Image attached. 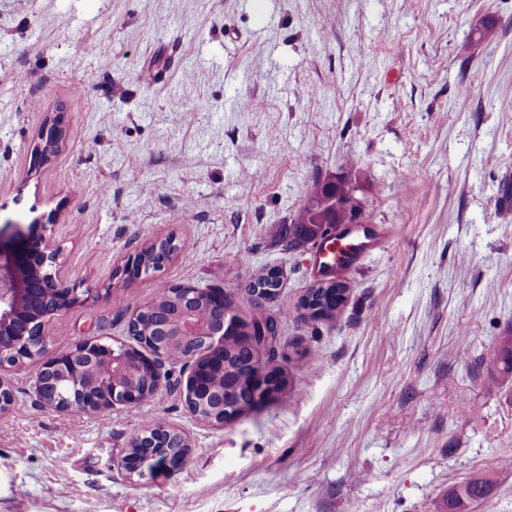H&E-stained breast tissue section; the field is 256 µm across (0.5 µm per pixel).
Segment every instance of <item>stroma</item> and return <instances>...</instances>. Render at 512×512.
Here are the masks:
<instances>
[{
	"instance_id": "stroma-1",
	"label": "stroma",
	"mask_w": 512,
	"mask_h": 512,
	"mask_svg": "<svg viewBox=\"0 0 512 512\" xmlns=\"http://www.w3.org/2000/svg\"><path fill=\"white\" fill-rule=\"evenodd\" d=\"M510 100L512 0H0V223L45 224L82 291L48 351L129 343L164 283L249 317L248 283L275 267L290 380L216 425L188 410L179 362L149 400L95 413L45 406L39 359L6 368L0 512H444L476 475L491 490L467 512H512V385L493 374L512 336ZM351 170L376 236L341 313L314 320L312 250L275 231ZM168 237L160 271L124 275ZM158 421L187 461L140 481L119 460Z\"/></svg>"
}]
</instances>
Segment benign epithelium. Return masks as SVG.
I'll use <instances>...</instances> for the list:
<instances>
[{"mask_svg":"<svg viewBox=\"0 0 512 512\" xmlns=\"http://www.w3.org/2000/svg\"><path fill=\"white\" fill-rule=\"evenodd\" d=\"M60 130L53 124L42 135L37 147L42 159L52 155L58 145ZM12 230L17 249L6 261L0 260V370L15 366L26 359L40 357L46 347V319H54L79 301L78 289L62 284L57 276L56 265L60 249L53 238L47 236L44 225L35 220L25 225L6 221ZM167 240L151 244L153 251L162 253L154 265L159 269L169 262L176 250ZM178 305L168 320H144L135 308L128 320L129 335L140 345L134 349L121 344L117 347L99 339H87L74 348L56 353L41 362L36 374V391L40 400L58 411L77 409L97 412L114 404L134 405L142 401L139 380L144 375L155 379L153 389H158L159 367L165 359L163 344L150 336L158 333L176 340L190 341L197 337L200 324L189 307L203 300L225 310V315L211 322L206 328L205 341L209 354L224 347V329H236L240 320L236 313L224 308V291L198 288L190 284L178 286ZM105 360L111 364L108 375L98 373L96 365ZM186 383L195 386L192 400L197 407L210 410L206 422L226 425L236 417H224V405H209L211 390L193 378ZM171 437L159 433L152 440L155 453L135 462L130 456L122 458L123 467L141 479H153L161 472L178 470L186 461L188 444L170 443Z\"/></svg>","mask_w":512,"mask_h":512,"instance_id":"obj_1","label":"benign epithelium"}]
</instances>
